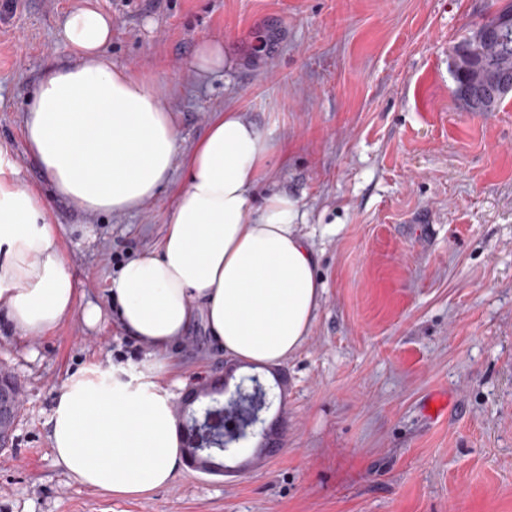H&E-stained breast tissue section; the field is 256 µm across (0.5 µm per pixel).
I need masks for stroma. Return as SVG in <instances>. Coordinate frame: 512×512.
<instances>
[{"label": "stroma", "instance_id": "obj_1", "mask_svg": "<svg viewBox=\"0 0 512 512\" xmlns=\"http://www.w3.org/2000/svg\"><path fill=\"white\" fill-rule=\"evenodd\" d=\"M113 65L162 87L182 152L228 108L271 132L287 163L263 188L307 213L323 302L270 417L281 446L225 474L185 467L138 499L86 488L59 467L47 418L72 374L137 362L144 345L108 315L119 268L151 253L179 173L135 213L89 217L26 153L22 118L44 68L66 61L62 18L83 0H0V149L39 185L80 301L26 337L0 319V365L22 385L0 450V512H512V96L458 108L453 47L497 0H96ZM239 59L197 79L198 43ZM189 388L224 370L203 323L171 347Z\"/></svg>", "mask_w": 512, "mask_h": 512}]
</instances>
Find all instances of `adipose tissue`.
<instances>
[{
	"mask_svg": "<svg viewBox=\"0 0 512 512\" xmlns=\"http://www.w3.org/2000/svg\"><path fill=\"white\" fill-rule=\"evenodd\" d=\"M58 39L69 59L44 69L23 119L27 152L57 195L91 217L123 216L158 195L172 171L181 177L158 246L123 265L109 288L120 328L147 353L68 378L47 421L55 461L69 475L136 499L185 466L175 393L159 383L171 342L201 316L214 350L246 365H280L308 336L325 286L297 201L282 190L256 198L269 132L241 112H219L181 155L159 83L113 65L110 14L70 12ZM236 65L213 40L201 41L191 61L200 76ZM78 294L43 195L21 186L0 155V312L22 335L43 336L74 313Z\"/></svg>",
	"mask_w": 512,
	"mask_h": 512,
	"instance_id": "obj_1",
	"label": "adipose tissue"
}]
</instances>
